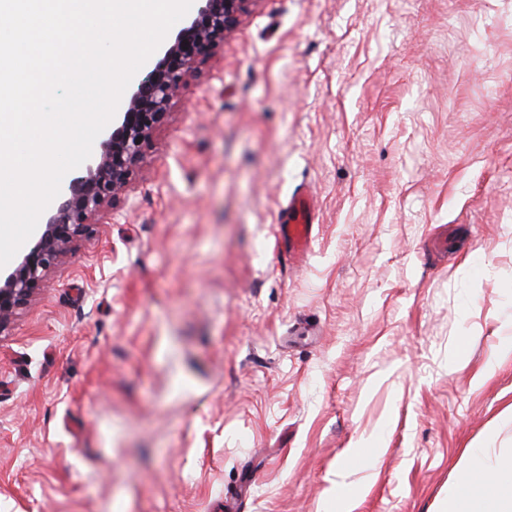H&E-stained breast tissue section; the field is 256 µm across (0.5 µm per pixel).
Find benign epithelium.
Listing matches in <instances>:
<instances>
[{
  "instance_id": "benign-epithelium-1",
  "label": "benign epithelium",
  "mask_w": 512,
  "mask_h": 512,
  "mask_svg": "<svg viewBox=\"0 0 512 512\" xmlns=\"http://www.w3.org/2000/svg\"><path fill=\"white\" fill-rule=\"evenodd\" d=\"M196 16L161 49V57L130 88L128 102L112 119L100 148L73 179L63 201L40 225L35 242L9 271L0 273V329L24 306L47 274L86 234L105 208L114 204L141 162L153 132L164 123L183 77L236 27L253 0H199Z\"/></svg>"
}]
</instances>
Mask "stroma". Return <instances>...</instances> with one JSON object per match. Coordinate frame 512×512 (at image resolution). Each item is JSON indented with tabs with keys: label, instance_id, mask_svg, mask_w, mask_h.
<instances>
[{
	"label": "stroma",
	"instance_id": "obj_1",
	"mask_svg": "<svg viewBox=\"0 0 512 512\" xmlns=\"http://www.w3.org/2000/svg\"><path fill=\"white\" fill-rule=\"evenodd\" d=\"M511 337L512 0H251L0 329V512H440ZM316 205L312 194L297 191L288 197L284 217L279 227V236L288 245L284 261L301 262L313 243Z\"/></svg>",
	"mask_w": 512,
	"mask_h": 512
}]
</instances>
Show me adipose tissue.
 Here are the masks:
<instances>
[{
	"label": "adipose tissue",
	"mask_w": 512,
	"mask_h": 512,
	"mask_svg": "<svg viewBox=\"0 0 512 512\" xmlns=\"http://www.w3.org/2000/svg\"><path fill=\"white\" fill-rule=\"evenodd\" d=\"M442 512H512V469L473 455L449 487Z\"/></svg>",
	"instance_id": "1"
}]
</instances>
